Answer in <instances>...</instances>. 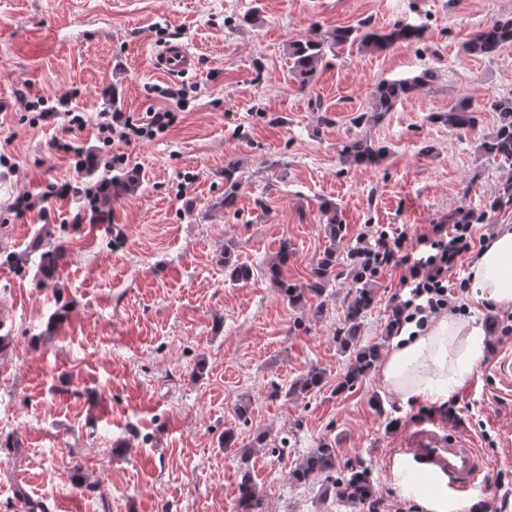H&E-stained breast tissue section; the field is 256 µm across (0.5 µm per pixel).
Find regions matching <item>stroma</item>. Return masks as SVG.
Here are the masks:
<instances>
[{
  "label": "stroma",
  "mask_w": 512,
  "mask_h": 512,
  "mask_svg": "<svg viewBox=\"0 0 512 512\" xmlns=\"http://www.w3.org/2000/svg\"><path fill=\"white\" fill-rule=\"evenodd\" d=\"M255 23H244L245 14ZM512 0H0V257L34 245L64 246L57 287L37 267L0 264V512L21 497L72 512H236L238 467L247 463L261 512H429L405 494L391 462L405 432L426 417L472 439L489 467L475 499L512 512V389L494 376L512 353V311L454 303L480 322L486 352L476 375L446 401L407 402L370 373L335 393L346 370L336 333L353 287L359 235L370 224L425 228L458 209H484L512 170L477 155L495 128L489 95L512 92V46L491 59L463 42ZM368 21L422 27L414 43L337 48L314 83L288 75L289 41L311 26L330 31ZM179 38L200 55L188 75L156 71L152 56ZM433 68L432 84L391 112L370 114L380 80ZM185 88L188 108L164 136L100 144L93 120L119 90L133 121L164 107L156 86ZM47 99L54 116L36 121L24 100ZM479 108L474 130L441 116L460 100ZM320 111H313V101ZM86 113L81 129L68 115ZM359 138L383 149L378 165L347 162L340 145ZM126 157L138 191L112 206L111 227L94 224L79 156ZM242 184L235 212L218 208L224 169ZM47 196L44 211L18 214L19 195ZM345 227L330 243L324 202ZM53 237L36 241L41 225ZM295 252L284 268L304 283L328 246L337 277L321 301L296 309L264 268L282 239ZM253 268L251 280L224 277V245ZM400 270L374 277L377 303L359 332L380 342L397 303ZM203 375H194L197 361ZM327 372L317 394L273 396L311 366ZM250 402L239 419V400ZM237 445H223L225 430ZM267 445L253 447L257 434ZM336 446L337 472L366 471L370 498L351 504L321 484L296 485L291 471L319 440ZM248 460H241V453Z\"/></svg>",
  "instance_id": "stroma-1"
}]
</instances>
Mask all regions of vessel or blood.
Returning a JSON list of instances; mask_svg holds the SVG:
<instances>
[{"instance_id":"1","label":"vessel or blood","mask_w":512,"mask_h":512,"mask_svg":"<svg viewBox=\"0 0 512 512\" xmlns=\"http://www.w3.org/2000/svg\"><path fill=\"white\" fill-rule=\"evenodd\" d=\"M151 64L167 73L186 75L197 69L199 58L183 41L175 39L163 46ZM399 458L405 469L441 480L451 494L460 498L471 495L488 478L475 443L451 434L447 424L436 418L422 421L404 434Z\"/></svg>"}]
</instances>
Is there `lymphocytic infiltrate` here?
Segmentation results:
<instances>
[{"label":"lymphocytic infiltrate","instance_id":"f902f5d3","mask_svg":"<svg viewBox=\"0 0 512 512\" xmlns=\"http://www.w3.org/2000/svg\"><path fill=\"white\" fill-rule=\"evenodd\" d=\"M176 114L162 108L136 123L120 120L112 112L96 115L95 126L104 146L121 141L132 143L163 136L174 125ZM475 229L470 224H432L422 233L407 225H369L361 235L362 247L355 251L363 273L400 269L399 322L423 327L425 322L447 309L451 292L448 275L456 270L463 255L476 247Z\"/></svg>","mask_w":512,"mask_h":512}]
</instances>
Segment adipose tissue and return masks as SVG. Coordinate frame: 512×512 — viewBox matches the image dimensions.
<instances>
[{
    "instance_id": "1",
    "label": "adipose tissue",
    "mask_w": 512,
    "mask_h": 512,
    "mask_svg": "<svg viewBox=\"0 0 512 512\" xmlns=\"http://www.w3.org/2000/svg\"><path fill=\"white\" fill-rule=\"evenodd\" d=\"M470 298L512 307V226L502 225L470 266ZM485 356V331L475 319L448 312L416 332L404 326L379 366L387 392L402 401L444 400L472 379Z\"/></svg>"
}]
</instances>
